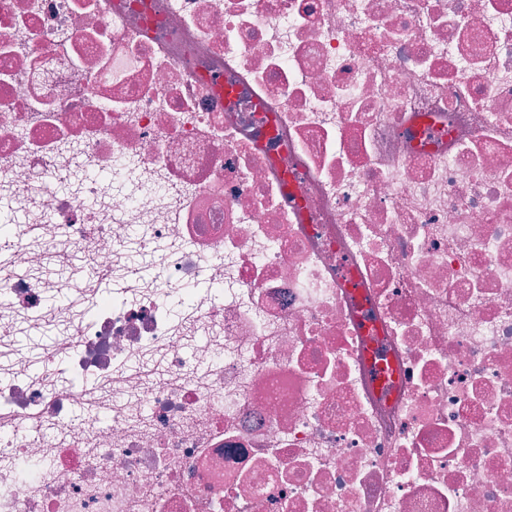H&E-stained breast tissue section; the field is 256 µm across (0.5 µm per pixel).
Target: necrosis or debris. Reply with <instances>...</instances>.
Listing matches in <instances>:
<instances>
[{
  "label": "necrosis or debris",
  "instance_id": "1",
  "mask_svg": "<svg viewBox=\"0 0 512 512\" xmlns=\"http://www.w3.org/2000/svg\"><path fill=\"white\" fill-rule=\"evenodd\" d=\"M0 222V512H512V0H0ZM79 263L73 262V259L58 260L50 263L37 272L38 277L48 285L62 279L73 277H85L102 284H110L112 281L111 270H101L94 262L92 254L87 251L77 259ZM20 333H25L29 339L33 350L31 352L35 359H38L43 365L42 379L49 385H56L58 379L53 369V363L50 358L53 347H58V338L56 336L62 335L64 329L54 325L52 322H48L40 331L32 332L24 328H20ZM45 338L51 340V343L43 342Z\"/></svg>",
  "mask_w": 512,
  "mask_h": 512
}]
</instances>
